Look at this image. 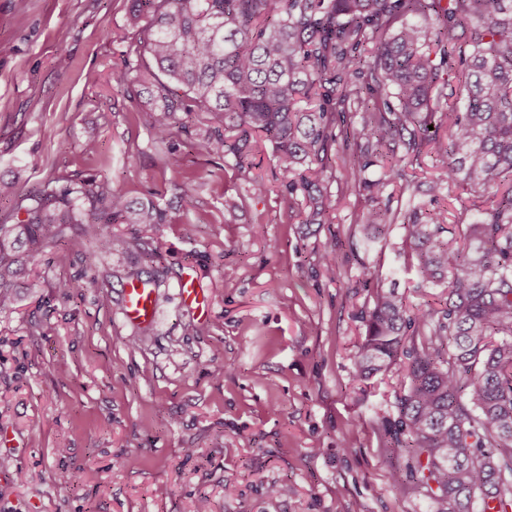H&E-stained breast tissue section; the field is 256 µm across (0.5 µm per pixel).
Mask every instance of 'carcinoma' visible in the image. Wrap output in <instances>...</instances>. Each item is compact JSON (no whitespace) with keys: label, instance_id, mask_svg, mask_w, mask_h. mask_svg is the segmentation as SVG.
I'll return each instance as SVG.
<instances>
[{"label":"carcinoma","instance_id":"1","mask_svg":"<svg viewBox=\"0 0 512 512\" xmlns=\"http://www.w3.org/2000/svg\"><path fill=\"white\" fill-rule=\"evenodd\" d=\"M128 2L142 23L135 52L165 77L155 138L168 141L187 129L183 118L202 114L210 133L192 147L245 171L253 135L264 136L280 171L314 174L289 182V209L300 190L319 215V176L339 160L376 203L358 217L363 240L380 242L398 214L377 202L408 182V165L426 148L442 162L433 196L452 187L499 192L472 199L474 220L457 224L455 249L442 212L415 207L404 216L405 268L422 284L447 274L448 298L412 315L395 289H378L353 381L387 372L410 342L389 456L407 455L416 488L443 504L438 512L490 502L512 512V0ZM113 80L138 93L140 66ZM460 85L458 112L449 99ZM339 135L356 145L348 157L330 154ZM375 166L378 176L368 177ZM3 196L14 204L0 218V312L26 275L22 253L56 248L62 225H86L107 252L114 224L145 232L167 223L159 205L128 198L106 178H54L24 195L1 180Z\"/></svg>","mask_w":512,"mask_h":512}]
</instances>
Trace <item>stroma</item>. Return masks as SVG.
I'll return each instance as SVG.
<instances>
[{"mask_svg":"<svg viewBox=\"0 0 512 512\" xmlns=\"http://www.w3.org/2000/svg\"><path fill=\"white\" fill-rule=\"evenodd\" d=\"M134 38L127 0H0V177L22 193L105 177L168 213L144 234L113 225L120 245L103 254L68 224L57 248L29 258L28 283L0 314V433L14 443L0 449V512H194L203 497L211 512H437L410 486L407 458H386L408 357L364 382L352 372L377 288L364 267L414 309L445 299V284L403 270L401 225L361 247L369 200L341 167L310 224L265 138L246 171L192 149L195 125L156 142L151 113L112 79L136 62ZM91 140L97 153L84 150ZM173 151L195 175L185 195L165 165ZM436 166L427 151L413 162L394 212L441 204L458 222L468 196L432 200ZM331 241L332 280L319 263ZM135 268L161 279L145 333L120 313ZM189 274L210 301L201 335L179 296ZM66 470L80 483H62ZM283 483L291 494L271 496Z\"/></svg>","mask_w":512,"mask_h":512,"instance_id":"obj_1","label":"stroma"}]
</instances>
